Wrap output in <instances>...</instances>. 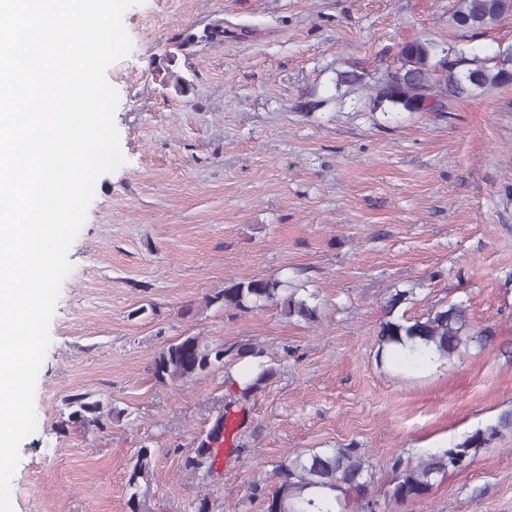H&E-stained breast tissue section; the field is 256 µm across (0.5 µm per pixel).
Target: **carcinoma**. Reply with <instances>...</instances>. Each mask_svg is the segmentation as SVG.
I'll list each match as a JSON object with an SVG mask.
<instances>
[{
    "instance_id": "1",
    "label": "carcinoma",
    "mask_w": 512,
    "mask_h": 512,
    "mask_svg": "<svg viewBox=\"0 0 512 512\" xmlns=\"http://www.w3.org/2000/svg\"><path fill=\"white\" fill-rule=\"evenodd\" d=\"M511 14L512 0H459L451 21L461 29H489ZM510 85L511 47L500 50L488 65L468 59L452 47L415 40L401 47L397 67L382 75L372 89L378 104L387 101L408 112H438L448 108V100L452 97L486 95ZM298 293L299 289L287 280L248 278L226 282L208 303L219 302L226 309L242 313L276 306L288 316L308 321L316 319L317 308ZM408 297L409 291L398 290L387 301L385 317L378 330V364L385 361V349L390 345L409 347L410 358L420 348L433 346L441 359L449 360L461 347L474 341L483 344L491 339L489 335L474 337L468 334V311L461 304L435 307L427 316L412 322L394 319V311ZM266 357L267 352L252 342L226 348L213 346L199 336L178 339L154 357V375L161 382L191 377L217 363L226 369L243 362L250 367L245 381L236 385L235 393L224 403V415L216 420L206 440L196 448L195 455L186 458L185 468L197 470L208 461L212 444L223 437L225 415L275 376V369ZM510 430L512 412H505L495 424L476 429L451 447L422 455L414 465L395 459L392 465L394 477L385 497L400 504L425 499L449 472L469 465L481 449L489 447ZM368 456L369 452L365 450L348 447L329 451L312 449L285 457L276 465L277 486L265 497L264 512H313L314 501L304 497L303 493L314 487L351 494L356 512H369L374 477ZM151 463L150 449H138L128 485H137L138 479L149 472Z\"/></svg>"
}]
</instances>
